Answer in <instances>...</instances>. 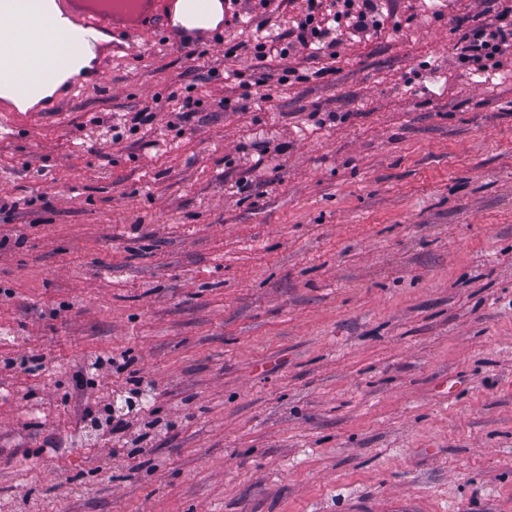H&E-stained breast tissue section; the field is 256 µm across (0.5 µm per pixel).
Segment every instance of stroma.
<instances>
[{
	"label": "stroma",
	"instance_id": "1",
	"mask_svg": "<svg viewBox=\"0 0 512 512\" xmlns=\"http://www.w3.org/2000/svg\"><path fill=\"white\" fill-rule=\"evenodd\" d=\"M462 19L401 0L271 87L151 36L0 112V512H512V70L453 65ZM123 353L165 427L116 460L79 408L126 378L74 375Z\"/></svg>",
	"mask_w": 512,
	"mask_h": 512
}]
</instances>
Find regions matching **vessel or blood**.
I'll return each instance as SVG.
<instances>
[{"instance_id":"1","label":"vessel or blood","mask_w":512,"mask_h":512,"mask_svg":"<svg viewBox=\"0 0 512 512\" xmlns=\"http://www.w3.org/2000/svg\"><path fill=\"white\" fill-rule=\"evenodd\" d=\"M214 0H95L94 6H79L78 0H64L82 28L111 35L113 46L133 51L134 36L156 30L167 31L175 5L201 21ZM40 0H0V81L28 63H37L42 81L55 74L57 60L73 46L71 35L48 25L39 11ZM210 42L207 28L179 27L167 45L187 56H195Z\"/></svg>"}]
</instances>
